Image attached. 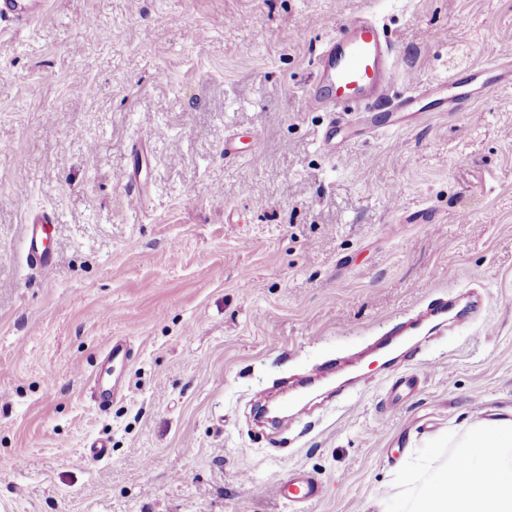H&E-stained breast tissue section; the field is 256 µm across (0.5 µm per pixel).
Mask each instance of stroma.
<instances>
[{
    "mask_svg": "<svg viewBox=\"0 0 512 512\" xmlns=\"http://www.w3.org/2000/svg\"><path fill=\"white\" fill-rule=\"evenodd\" d=\"M365 13L400 94L512 58V0H50L0 24V512H294L272 487L297 468L325 489L308 512H384L470 413H512V86L328 150L304 92ZM42 210L47 272L23 244ZM471 292L469 323L430 316ZM415 317L396 368L256 422L273 381Z\"/></svg>",
    "mask_w": 512,
    "mask_h": 512,
    "instance_id": "35a3bbf8",
    "label": "stroma"
}]
</instances>
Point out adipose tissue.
<instances>
[{
    "label": "adipose tissue",
    "instance_id": "1",
    "mask_svg": "<svg viewBox=\"0 0 512 512\" xmlns=\"http://www.w3.org/2000/svg\"><path fill=\"white\" fill-rule=\"evenodd\" d=\"M405 512H512V418L474 420Z\"/></svg>",
    "mask_w": 512,
    "mask_h": 512
}]
</instances>
